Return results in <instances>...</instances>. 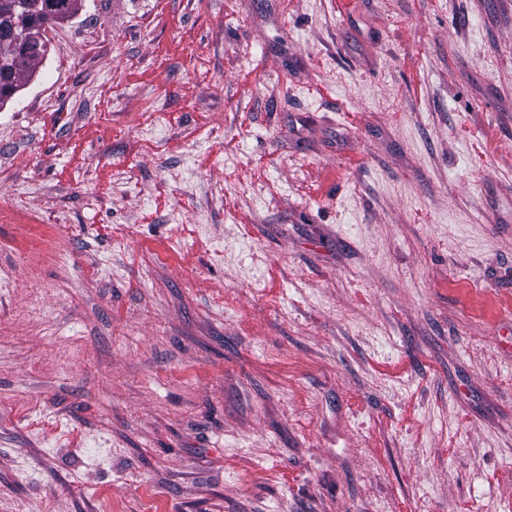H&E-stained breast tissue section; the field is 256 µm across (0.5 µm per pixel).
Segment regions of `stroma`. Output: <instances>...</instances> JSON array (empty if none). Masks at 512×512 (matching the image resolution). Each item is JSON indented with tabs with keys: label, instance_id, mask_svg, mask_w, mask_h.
<instances>
[{
	"label": "stroma",
	"instance_id": "obj_1",
	"mask_svg": "<svg viewBox=\"0 0 512 512\" xmlns=\"http://www.w3.org/2000/svg\"><path fill=\"white\" fill-rule=\"evenodd\" d=\"M48 37L0 107V512H512V0Z\"/></svg>",
	"mask_w": 512,
	"mask_h": 512
}]
</instances>
